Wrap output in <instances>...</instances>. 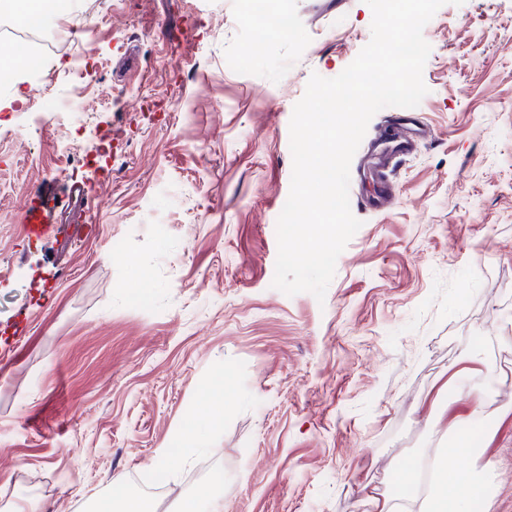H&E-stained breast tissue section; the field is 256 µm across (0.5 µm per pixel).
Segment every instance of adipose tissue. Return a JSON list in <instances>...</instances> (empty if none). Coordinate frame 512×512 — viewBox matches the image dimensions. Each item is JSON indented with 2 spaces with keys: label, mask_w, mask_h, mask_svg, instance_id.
Returning <instances> with one entry per match:
<instances>
[{
  "label": "adipose tissue",
  "mask_w": 512,
  "mask_h": 512,
  "mask_svg": "<svg viewBox=\"0 0 512 512\" xmlns=\"http://www.w3.org/2000/svg\"><path fill=\"white\" fill-rule=\"evenodd\" d=\"M489 362L481 352L471 350L464 353L452 366L449 383L455 386L471 385L477 396L474 407L457 420V432L449 438V451L465 458L468 465L456 473H448L438 457H430L431 484L426 493H419L416 484H409L405 512H471V503L476 497H484L485 512H494L493 500L487 499L484 471L475 464L482 454L475 448L466 434L469 423L481 421L492 400L490 389L472 385L476 375L490 371Z\"/></svg>",
  "instance_id": "ef3b65f1"
}]
</instances>
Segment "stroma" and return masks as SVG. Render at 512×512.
<instances>
[{"instance_id":"1","label":"stroma","mask_w":512,"mask_h":512,"mask_svg":"<svg viewBox=\"0 0 512 512\" xmlns=\"http://www.w3.org/2000/svg\"><path fill=\"white\" fill-rule=\"evenodd\" d=\"M66 2L44 29L95 62L91 85L39 58L49 114L0 93V512H77L118 474L129 490L158 476L156 512L205 485L221 512H364L472 406L448 385L472 347L505 418L467 434L512 512V0L425 25L412 113L430 136L369 211L361 158L395 110L371 119L350 166L362 225L321 302L272 286L289 124L311 74L369 42L365 0H288V34L261 44L240 0H96L90 17ZM49 176L109 186L107 203L26 235L20 208ZM221 394L202 454L176 461L184 422Z\"/></svg>"}]
</instances>
